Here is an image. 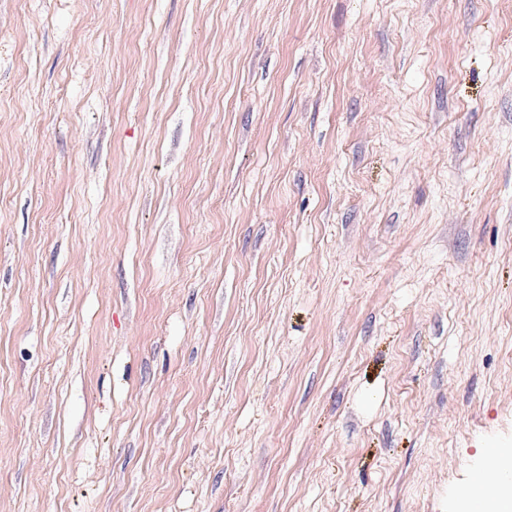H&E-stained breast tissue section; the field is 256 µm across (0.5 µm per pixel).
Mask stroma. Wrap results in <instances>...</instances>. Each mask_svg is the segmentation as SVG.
Returning <instances> with one entry per match:
<instances>
[{"label": "stroma", "instance_id": "1", "mask_svg": "<svg viewBox=\"0 0 512 512\" xmlns=\"http://www.w3.org/2000/svg\"><path fill=\"white\" fill-rule=\"evenodd\" d=\"M512 448V0H0V512H455Z\"/></svg>", "mask_w": 512, "mask_h": 512}]
</instances>
